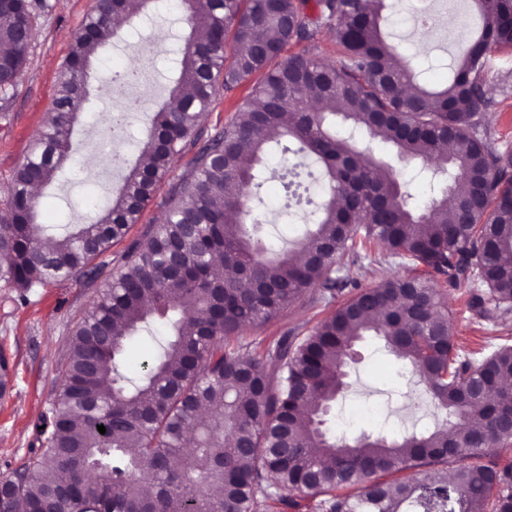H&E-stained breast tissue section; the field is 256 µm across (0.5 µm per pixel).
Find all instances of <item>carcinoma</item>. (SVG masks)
Segmentation results:
<instances>
[{"label": "carcinoma", "instance_id": "cac0c4a2", "mask_svg": "<svg viewBox=\"0 0 512 512\" xmlns=\"http://www.w3.org/2000/svg\"><path fill=\"white\" fill-rule=\"evenodd\" d=\"M149 2L103 0L91 11V28L75 35L63 63L53 115L16 169L0 216V279L20 298L94 276L174 160L197 147L170 185L164 221L117 257L112 281L79 322L58 396L38 423L40 448L15 471L11 512H263L298 509L299 495L317 500V512H512V464L496 456L509 443L498 421L509 411L500 392L512 384V345L458 349L429 277L469 289V308L484 317L512 312V152L495 151L479 132L481 113L495 104L481 74L493 50L512 47V0H472L482 29L455 56L441 89L414 83L413 68L381 32L382 0H315V26L306 0H180L191 33L137 165L94 222L48 248L29 188L51 182L73 151L91 60L116 34L112 13L129 19ZM49 8L48 0H0L5 102L27 64L36 18ZM322 26L341 47L334 64L312 54ZM293 43L306 49L285 55ZM255 75L261 107L244 105L198 144L218 88L232 91ZM311 90L327 108L309 104ZM357 132L399 161H441L443 197L423 207L408 202L393 166L353 146ZM284 138L322 164L327 199L315 229L276 253L250 233L247 201ZM301 167L280 175L298 203ZM394 258L410 272L351 295L307 332L242 342L243 329L275 318L316 285L322 298L335 297L336 266ZM218 263L235 275L216 278ZM475 277L487 294L472 290ZM152 319L167 321L170 335L135 383L120 369L124 345ZM368 336L409 362L445 420L349 443L326 432L343 368ZM202 405L209 414L200 421ZM450 464L451 479H439L435 469ZM79 465L88 469L76 481ZM411 469L416 477H396Z\"/></svg>", "mask_w": 512, "mask_h": 512}]
</instances>
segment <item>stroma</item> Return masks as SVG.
Listing matches in <instances>:
<instances>
[{"label":"stroma","instance_id":"stroma-1","mask_svg":"<svg viewBox=\"0 0 512 512\" xmlns=\"http://www.w3.org/2000/svg\"><path fill=\"white\" fill-rule=\"evenodd\" d=\"M49 12L39 14L31 40L29 61L20 74L9 101L0 100V213L6 209L15 169L26 159L36 137L53 110L55 88L61 66L75 34L93 8V0H49ZM435 0H383L381 29L410 57L422 82L442 88L456 51L472 40L482 22L471 12V23L463 29L444 26ZM120 40L104 45L96 54L88 82V100L75 122V151L66 172L43 186L37 196V223L58 230L90 223L98 206L115 197L122 185L124 167L139 157L137 141L147 134V115L165 104L174 73L175 59L189 28L174 0H153L137 25H122ZM493 89L496 103L484 112L480 132L498 152H512V49L493 51L483 75ZM251 82L229 94H217L200 126L207 138L233 117L249 95ZM139 97L140 111L127 118V136L110 139L102 114L124 110L130 97ZM374 160L392 164L403 191L418 205L439 195L446 181L433 177V164L419 160L397 161L393 151L374 145ZM284 190L280 179L264 178L253 200L254 224L250 230L266 247L299 240L311 227L309 209L284 214ZM396 264L372 272L364 265L336 271V297L319 300L318 289H310L276 318L248 328L246 340L273 341L294 327L311 329L346 299L351 292L379 284L383 273L396 271ZM112 276L104 267L96 278L64 280L29 291L19 297L0 280V350L12 368V389L0 398V478L12 475L39 448L36 423L59 391V371L69 350L72 333L89 309L97 292ZM452 315L451 326L460 345L468 350H492L512 341V313L497 321L479 318L467 307L465 289L452 288L438 276ZM161 323H153L131 337L123 356L128 377L142 373L141 364L155 352V337L164 335ZM360 359L351 365L349 389L334 403L328 416L330 430L353 438L361 433H394L396 429L421 430L432 426L437 411L420 393L401 362L383 342L367 339Z\"/></svg>","mask_w":512,"mask_h":512}]
</instances>
